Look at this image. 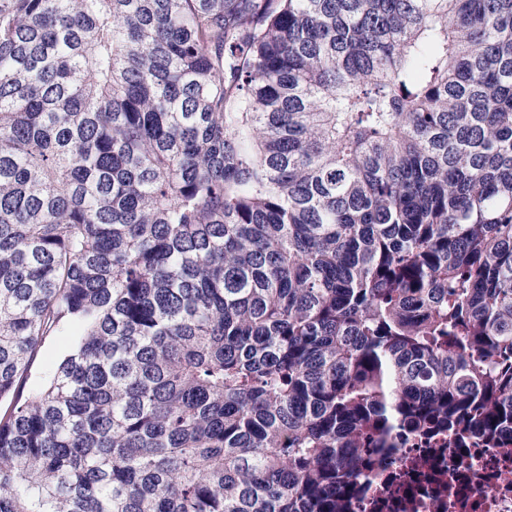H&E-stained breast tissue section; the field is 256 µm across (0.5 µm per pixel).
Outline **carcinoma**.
Returning <instances> with one entry per match:
<instances>
[{"instance_id":"1","label":"carcinoma","mask_w":512,"mask_h":512,"mask_svg":"<svg viewBox=\"0 0 512 512\" xmlns=\"http://www.w3.org/2000/svg\"><path fill=\"white\" fill-rule=\"evenodd\" d=\"M511 426L512 0H0V512H345ZM78 340L79 336L72 332L49 336L35 359L29 386L39 387L64 356L73 350Z\"/></svg>"}]
</instances>
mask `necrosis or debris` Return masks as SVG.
I'll use <instances>...</instances> for the list:
<instances>
[{
	"label": "necrosis or debris",
	"mask_w": 512,
	"mask_h": 512,
	"mask_svg": "<svg viewBox=\"0 0 512 512\" xmlns=\"http://www.w3.org/2000/svg\"><path fill=\"white\" fill-rule=\"evenodd\" d=\"M446 442L396 438L349 495L347 512H512V435L467 448Z\"/></svg>",
	"instance_id": "necrosis-or-debris-1"
}]
</instances>
